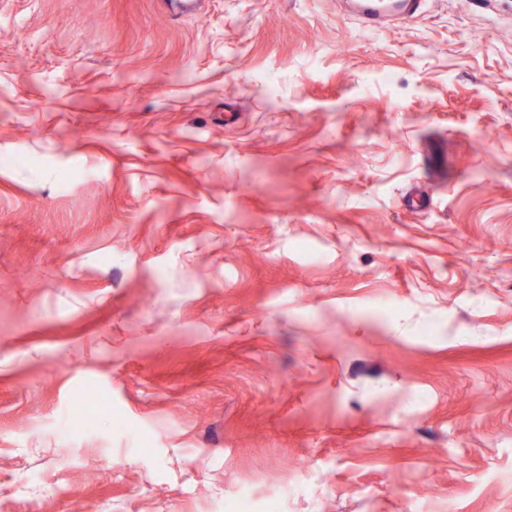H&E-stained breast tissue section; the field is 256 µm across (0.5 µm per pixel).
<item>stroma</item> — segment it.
<instances>
[{
	"label": "stroma",
	"mask_w": 512,
	"mask_h": 512,
	"mask_svg": "<svg viewBox=\"0 0 512 512\" xmlns=\"http://www.w3.org/2000/svg\"><path fill=\"white\" fill-rule=\"evenodd\" d=\"M1 157L0 512H512V0H0ZM422 0H348L347 5L366 26L382 32L393 19H411L421 8ZM234 512H276V504L272 501L267 502L262 509L259 508L255 498L246 488H240L233 499Z\"/></svg>",
	"instance_id": "obj_1"
}]
</instances>
